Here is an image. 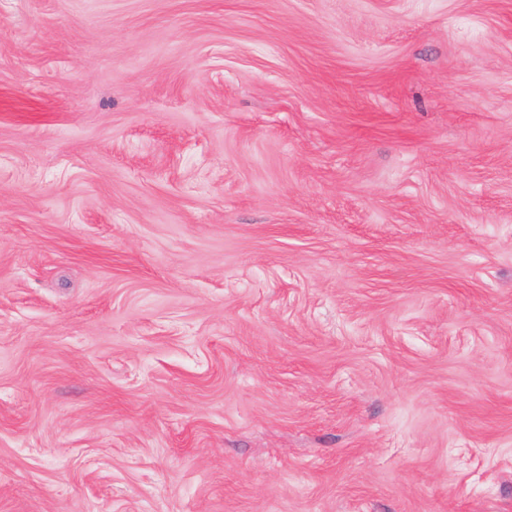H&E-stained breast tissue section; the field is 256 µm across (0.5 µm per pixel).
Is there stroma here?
Here are the masks:
<instances>
[{
	"label": "stroma",
	"mask_w": 512,
	"mask_h": 512,
	"mask_svg": "<svg viewBox=\"0 0 512 512\" xmlns=\"http://www.w3.org/2000/svg\"><path fill=\"white\" fill-rule=\"evenodd\" d=\"M0 512H512V0H0Z\"/></svg>",
	"instance_id": "35a3bbf8"
}]
</instances>
